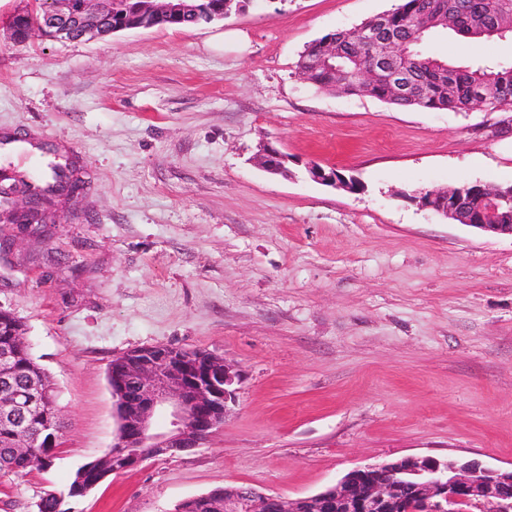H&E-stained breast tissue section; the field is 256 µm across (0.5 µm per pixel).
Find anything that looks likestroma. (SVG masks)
Instances as JSON below:
<instances>
[{
  "instance_id": "stroma-1",
  "label": "stroma",
  "mask_w": 512,
  "mask_h": 512,
  "mask_svg": "<svg viewBox=\"0 0 512 512\" xmlns=\"http://www.w3.org/2000/svg\"><path fill=\"white\" fill-rule=\"evenodd\" d=\"M398 0H249L221 22L15 42L0 0V132L36 144L0 177L72 160L88 189L31 236L0 221V306L60 391L52 463L0 476L34 512L112 446L108 367L145 346L203 349L242 380L201 448L112 474L73 512H172L224 486L291 498L408 455L512 466V237L421 209L422 188L512 184L502 113L404 109L302 81L324 35ZM455 64L512 63V39L452 32ZM288 154L272 175L263 146ZM316 162L359 191L313 181Z\"/></svg>"
}]
</instances>
